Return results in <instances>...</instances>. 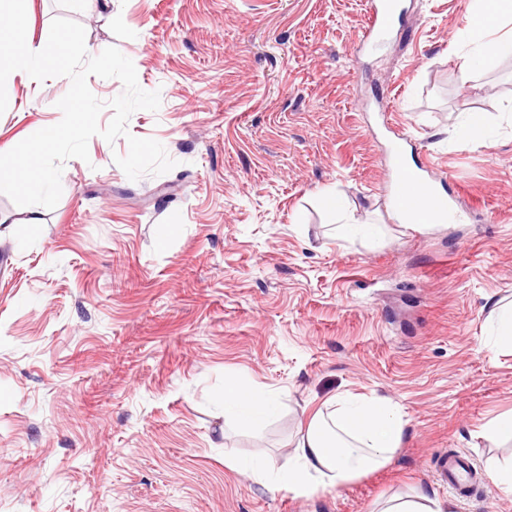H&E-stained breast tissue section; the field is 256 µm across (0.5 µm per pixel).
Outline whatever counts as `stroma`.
<instances>
[{
	"mask_svg": "<svg viewBox=\"0 0 512 512\" xmlns=\"http://www.w3.org/2000/svg\"><path fill=\"white\" fill-rule=\"evenodd\" d=\"M399 2L386 45L359 52L366 0H28L33 43L63 17L133 61L161 104L130 135L175 165L130 180L126 139L95 136L40 223L0 194V512H373L415 489L512 512L489 475L512 445L480 435L512 415V351L487 321L512 301V51L462 77L473 0ZM69 87L18 79L0 148L59 122ZM473 112L491 144L466 139ZM396 128L447 175L463 223L412 230L388 209ZM325 190L373 235L337 236ZM231 378L276 413L225 427ZM339 394L401 409L386 468L306 497L231 467L278 471ZM451 449L469 494L435 471Z\"/></svg>",
	"mask_w": 512,
	"mask_h": 512,
	"instance_id": "obj_1",
	"label": "stroma"
}]
</instances>
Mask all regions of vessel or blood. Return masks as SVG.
Returning <instances> with one entry per match:
<instances>
[{"label": "vessel or blood", "mask_w": 512, "mask_h": 512, "mask_svg": "<svg viewBox=\"0 0 512 512\" xmlns=\"http://www.w3.org/2000/svg\"><path fill=\"white\" fill-rule=\"evenodd\" d=\"M398 9L397 0H371L369 17L361 47H377L392 28ZM406 145L395 146L392 154L393 172L388 180L387 192L398 211L419 224H432L445 218L451 200L435 187V173L430 162L423 161L411 167L405 164ZM441 481L459 492L468 491L472 473L465 459L456 452L441 456L436 462Z\"/></svg>", "instance_id": "b4317fda"}]
</instances>
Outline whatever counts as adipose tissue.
<instances>
[{
	"label": "adipose tissue",
	"instance_id": "adipose-tissue-1",
	"mask_svg": "<svg viewBox=\"0 0 512 512\" xmlns=\"http://www.w3.org/2000/svg\"><path fill=\"white\" fill-rule=\"evenodd\" d=\"M467 32L471 52L462 60V73L491 67L502 50L512 47V0H473ZM223 404L225 424L256 428L273 413L277 400L230 380L224 384ZM407 425L389 398L340 395L328 413L314 417L300 432L278 472L245 461L234 467L254 482L274 480L298 496L339 490L390 464Z\"/></svg>",
	"mask_w": 512,
	"mask_h": 512
}]
</instances>
